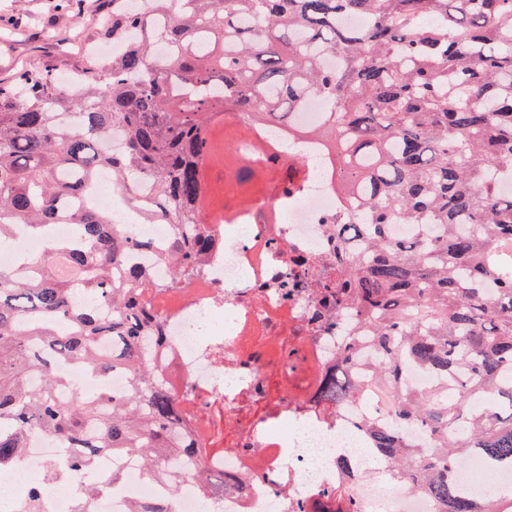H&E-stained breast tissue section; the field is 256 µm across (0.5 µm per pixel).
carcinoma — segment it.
I'll use <instances>...</instances> for the list:
<instances>
[{"label":"carcinoma","mask_w":512,"mask_h":512,"mask_svg":"<svg viewBox=\"0 0 512 512\" xmlns=\"http://www.w3.org/2000/svg\"><path fill=\"white\" fill-rule=\"evenodd\" d=\"M112 0L105 37L118 55L88 69L66 95L49 68L22 69L0 82V248L14 228L38 235L65 218L81 243L51 242L46 257L21 254L0 266V467L18 463L32 436L47 433L73 449L63 472L92 496L120 481L94 475L102 448L140 455L158 479L190 449L176 435L174 396L150 365L154 334L138 291L150 271L114 273L137 243L94 209L61 207L107 167L120 189L142 199L143 216L202 223L203 169L218 149L211 109L252 114L259 127L288 124L308 97L329 106L312 133L346 164L341 188L356 196L361 223L340 224L339 249L367 238L366 262L344 265L336 302L382 349L372 369L393 388L397 425L364 422L390 476L423 493L435 512H500L512 486V0H148L142 12ZM361 15L354 33L338 23ZM166 27L171 54L153 57ZM338 53L339 69L321 53ZM218 84L222 93L183 102L173 87ZM121 130L119 154L99 149ZM392 224H418L411 239ZM224 240L177 231L161 260L176 281L192 275ZM112 340V354L98 349ZM357 337L319 381L326 403L362 398L346 378ZM72 360L99 377L129 370L128 392L74 400L55 363ZM434 374L431 390L401 382L405 364ZM421 428L430 445L406 438ZM477 456L486 475L474 495L458 471ZM19 512H42L31 489Z\"/></svg>","instance_id":"obj_1"}]
</instances>
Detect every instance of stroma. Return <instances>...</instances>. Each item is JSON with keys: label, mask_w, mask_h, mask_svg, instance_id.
Wrapping results in <instances>:
<instances>
[{"label": "stroma", "mask_w": 512, "mask_h": 512, "mask_svg": "<svg viewBox=\"0 0 512 512\" xmlns=\"http://www.w3.org/2000/svg\"><path fill=\"white\" fill-rule=\"evenodd\" d=\"M111 13V0H75L68 9L60 0H0V80L32 66L58 78L75 73L84 61L82 45L100 43Z\"/></svg>", "instance_id": "1"}]
</instances>
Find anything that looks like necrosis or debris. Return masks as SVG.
<instances>
[{
    "instance_id": "4bbe7bcc",
    "label": "necrosis or debris",
    "mask_w": 512,
    "mask_h": 512,
    "mask_svg": "<svg viewBox=\"0 0 512 512\" xmlns=\"http://www.w3.org/2000/svg\"><path fill=\"white\" fill-rule=\"evenodd\" d=\"M326 108L323 99L309 98L278 134L257 128L246 138L237 135L245 114L225 113L226 154L235 159L262 144L266 159L256 177L267 190L244 199L242 168L225 165L224 204L207 224L224 248L188 281L171 283L169 268L154 259L173 225L143 223L111 173L83 194L84 206L107 213L139 243L125 263L153 272V284L140 290L162 328L151 361L176 398L193 462L223 480L202 497L189 482L173 490L146 479L138 455L101 451L96 475L118 471L125 480L87 499L86 512H129L137 500L161 503L165 512H313L322 492L336 485L358 512H434L425 494L397 490L370 466L362 422L394 424L396 400L372 374L368 354L350 371L362 400L337 407L318 401V382L335 367L351 331L348 308L322 317L317 311L336 285V219L355 210L339 186L340 157L307 134ZM57 371L83 394L104 384L119 396L131 383L121 367L103 379L72 362ZM346 449L344 470L339 461ZM67 455L60 441L34 435L22 462L0 470V512H15L21 495L35 487L47 512H74L79 480L48 470Z\"/></svg>"
}]
</instances>
